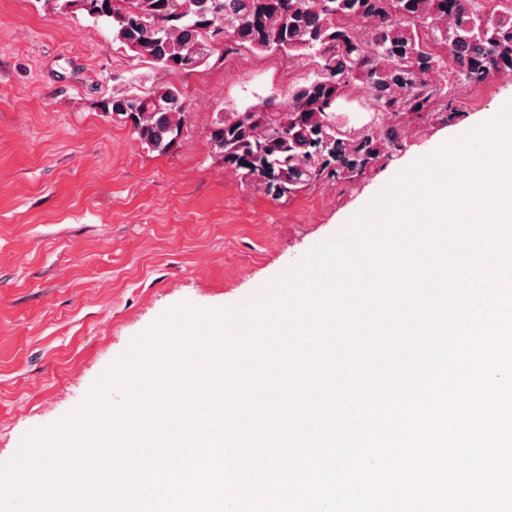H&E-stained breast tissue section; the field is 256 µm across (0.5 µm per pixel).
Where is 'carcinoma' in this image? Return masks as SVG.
<instances>
[{
  "label": "carcinoma",
  "mask_w": 512,
  "mask_h": 512,
  "mask_svg": "<svg viewBox=\"0 0 512 512\" xmlns=\"http://www.w3.org/2000/svg\"><path fill=\"white\" fill-rule=\"evenodd\" d=\"M97 17L112 24L115 41L165 70L191 72L209 63L211 42L311 56L322 61L314 81L265 103L215 120L209 141L224 166L275 200L323 181L352 183L386 155L404 148L400 128L387 121L407 113L433 118L439 88L428 81L447 49L453 77L478 85L512 76V7L487 13L480 0H93ZM360 18L356 32L348 21ZM234 27L219 30L220 20ZM365 88L382 115L357 137L336 124V102L347 89ZM131 123L149 150L167 153L185 125L183 92L130 91L103 105Z\"/></svg>",
  "instance_id": "obj_1"
}]
</instances>
